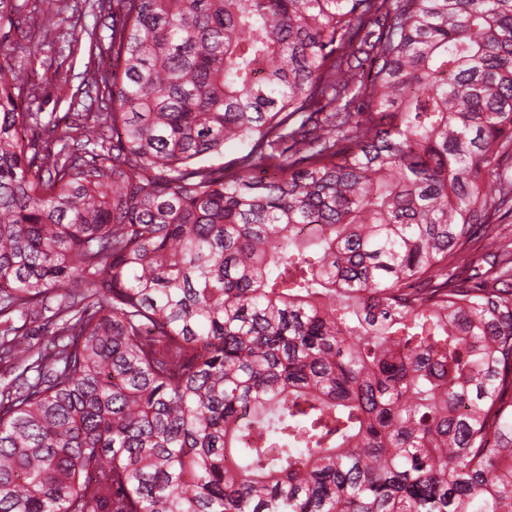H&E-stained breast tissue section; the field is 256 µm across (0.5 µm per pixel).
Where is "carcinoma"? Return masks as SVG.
Masks as SVG:
<instances>
[{
  "label": "carcinoma",
  "instance_id": "carcinoma-1",
  "mask_svg": "<svg viewBox=\"0 0 512 512\" xmlns=\"http://www.w3.org/2000/svg\"><path fill=\"white\" fill-rule=\"evenodd\" d=\"M96 2L40 150L0 0V512H512V0Z\"/></svg>",
  "mask_w": 512,
  "mask_h": 512
}]
</instances>
